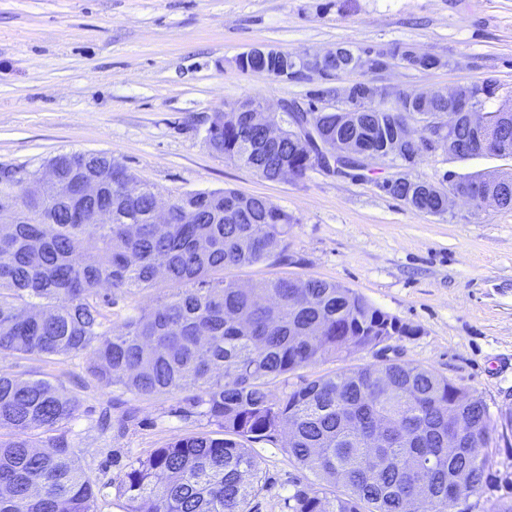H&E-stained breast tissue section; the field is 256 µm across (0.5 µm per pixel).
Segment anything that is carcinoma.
I'll list each match as a JSON object with an SVG mask.
<instances>
[{
    "label": "carcinoma",
    "instance_id": "1",
    "mask_svg": "<svg viewBox=\"0 0 512 512\" xmlns=\"http://www.w3.org/2000/svg\"><path fill=\"white\" fill-rule=\"evenodd\" d=\"M361 52L337 48L335 72ZM497 86L472 88L478 118L494 147L512 155V110L484 111ZM410 93L394 94L401 112L374 108L357 123L323 113V136L381 149L415 115ZM242 112H216L208 147L264 179L281 166L308 167L294 140L277 149L243 125ZM57 180L37 177L0 190L13 211L0 223V359L87 353L90 376L133 396L184 397L176 413L216 427L165 444L129 466L117 491L128 512H249L261 489V462L250 451L288 431L286 451L319 480L296 490L291 512H449L448 495L490 481V448L512 412L494 416L484 401L414 363L352 365L277 395L299 368L346 361L413 330L349 288L319 279H267L251 287L224 269L256 264L284 248L287 211L237 192H184L170 202L167 224L152 223L155 187L111 156L59 154ZM415 159L391 195L417 196V212L439 216ZM87 180L99 184L80 194ZM112 214L108 223L99 213ZM171 287L159 306L105 328L103 287L133 294L158 280ZM76 398L45 378L0 370V512H95L102 489L76 462L60 425ZM40 436L49 450L34 449Z\"/></svg>",
    "mask_w": 512,
    "mask_h": 512
}]
</instances>
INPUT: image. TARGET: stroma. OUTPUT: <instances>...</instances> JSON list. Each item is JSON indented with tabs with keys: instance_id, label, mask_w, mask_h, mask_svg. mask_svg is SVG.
Here are the masks:
<instances>
[{
	"instance_id": "stroma-1",
	"label": "stroma",
	"mask_w": 512,
	"mask_h": 512,
	"mask_svg": "<svg viewBox=\"0 0 512 512\" xmlns=\"http://www.w3.org/2000/svg\"><path fill=\"white\" fill-rule=\"evenodd\" d=\"M406 44L440 56L443 67L395 64L376 74L390 91L445 89L493 81L487 110L512 105V0H0V170L43 174L61 153L106 152L162 199L231 189L288 211L287 247L225 278L251 286L272 277L323 279L352 289L413 333L357 354L358 364L412 362L480 396L493 414L512 410V209L459 202L452 212H414L382 192L394 169L372 162L364 179L325 169L271 181L213 153L212 113L251 97L330 110L359 73L325 81L242 72L250 47L290 53ZM420 176L512 173V156L422 155ZM170 293L167 283L119 296L108 326ZM86 354L15 355L0 369L48 377L79 402L62 432L103 493L96 512H127L111 482L171 440L208 430L176 415L178 396L104 389ZM108 427H100L101 416ZM284 437L256 441L263 487L250 512H288L286 499L315 477L284 449ZM492 483L468 496V512H492L512 496V431L492 450Z\"/></svg>"
}]
</instances>
